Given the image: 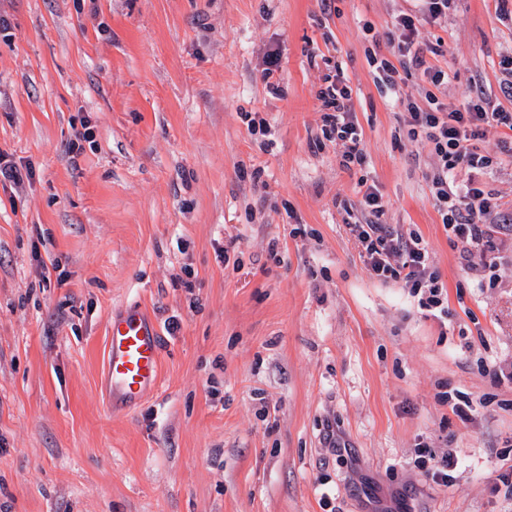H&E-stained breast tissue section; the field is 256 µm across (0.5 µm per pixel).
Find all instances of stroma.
Instances as JSON below:
<instances>
[{
	"instance_id": "stroma-1",
	"label": "stroma",
	"mask_w": 512,
	"mask_h": 512,
	"mask_svg": "<svg viewBox=\"0 0 512 512\" xmlns=\"http://www.w3.org/2000/svg\"><path fill=\"white\" fill-rule=\"evenodd\" d=\"M418 8L0 0V162L33 170L0 182V512H512V238L495 234L499 284L482 287L402 118L405 99L460 106L475 86L512 113V0L418 23L447 85L412 70L379 88L368 55L398 62L395 22ZM335 78L359 170L320 138ZM85 125L93 146L69 152ZM363 176L379 223L427 243L447 315L363 262L343 209ZM133 302L164 345L157 389L129 407L103 360Z\"/></svg>"
}]
</instances>
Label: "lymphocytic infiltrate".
<instances>
[{"label": "lymphocytic infiltrate", "instance_id": "obj_1", "mask_svg": "<svg viewBox=\"0 0 512 512\" xmlns=\"http://www.w3.org/2000/svg\"><path fill=\"white\" fill-rule=\"evenodd\" d=\"M396 28L397 53L403 64L422 71L432 83L447 80V72L431 62L432 57L440 55V48L417 41L415 16L398 17ZM318 98L325 109L322 133L336 143L342 166L349 170L363 166L362 130L352 113L350 90L331 83L320 89ZM404 122L411 136L432 147L436 162L431 195L444 228L462 243L464 258L479 256L482 267L492 269L495 247L488 228L493 225L501 233L512 234V211L504 210L496 195L487 191L481 176L492 171L497 162L493 156L477 152L473 142L492 132L501 133L500 151L512 157V113L489 108L484 94L479 92L463 110L434 97L423 106L407 101ZM462 168L470 170L472 177L460 184L455 173ZM349 232L367 266L380 280L408 289L417 297L421 309L444 312V285L432 267L421 235L387 224L358 221L350 225Z\"/></svg>", "mask_w": 512, "mask_h": 512}]
</instances>
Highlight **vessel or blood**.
I'll return each mask as SVG.
<instances>
[{
    "mask_svg": "<svg viewBox=\"0 0 512 512\" xmlns=\"http://www.w3.org/2000/svg\"><path fill=\"white\" fill-rule=\"evenodd\" d=\"M162 339L155 321L135 305L112 318L105 336L104 383L111 396L136 401L160 377Z\"/></svg>",
    "mask_w": 512,
    "mask_h": 512,
    "instance_id": "1",
    "label": "vessel or blood"
}]
</instances>
